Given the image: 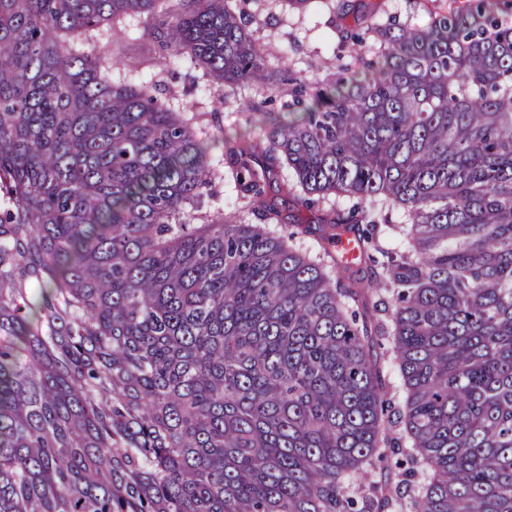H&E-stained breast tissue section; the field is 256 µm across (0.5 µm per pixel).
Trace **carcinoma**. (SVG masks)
Masks as SVG:
<instances>
[{
	"instance_id": "obj_1",
	"label": "carcinoma",
	"mask_w": 512,
	"mask_h": 512,
	"mask_svg": "<svg viewBox=\"0 0 512 512\" xmlns=\"http://www.w3.org/2000/svg\"><path fill=\"white\" fill-rule=\"evenodd\" d=\"M316 1L349 9L0 0V512H371L390 488L344 483L390 448L403 512H512V24L371 12L364 73L269 69L254 7ZM134 15L166 66L281 101L224 138L237 196L199 227L197 117L114 76ZM330 194L379 210H312ZM383 344L384 346L382 348H376L381 377L386 385L390 387L391 392L395 395V400L398 403L403 396V392L400 387V377L396 367L390 362L389 355L386 354V349L388 348L387 343L383 341Z\"/></svg>"
}]
</instances>
